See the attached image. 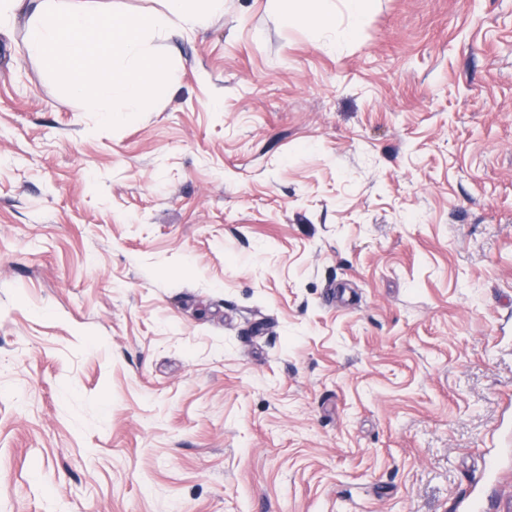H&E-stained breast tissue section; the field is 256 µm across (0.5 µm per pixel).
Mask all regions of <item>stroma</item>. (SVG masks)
<instances>
[{
    "mask_svg": "<svg viewBox=\"0 0 512 512\" xmlns=\"http://www.w3.org/2000/svg\"><path fill=\"white\" fill-rule=\"evenodd\" d=\"M26 34L0 512H512V0H224L108 118ZM328 1L276 0V7L281 19L287 25L309 23L317 29H328L335 23V14L328 7Z\"/></svg>",
    "mask_w": 512,
    "mask_h": 512,
    "instance_id": "stroma-1",
    "label": "stroma"
}]
</instances>
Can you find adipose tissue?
Here are the masks:
<instances>
[{
	"label": "adipose tissue",
	"mask_w": 512,
	"mask_h": 512,
	"mask_svg": "<svg viewBox=\"0 0 512 512\" xmlns=\"http://www.w3.org/2000/svg\"><path fill=\"white\" fill-rule=\"evenodd\" d=\"M284 23L331 28L328 0H276ZM224 0H163L162 10L107 15L90 0H38L28 20L27 49L51 73L67 76L65 97L88 112L142 111L160 80L172 77L154 38L206 26Z\"/></svg>",
	"instance_id": "ef3b65f1"
}]
</instances>
